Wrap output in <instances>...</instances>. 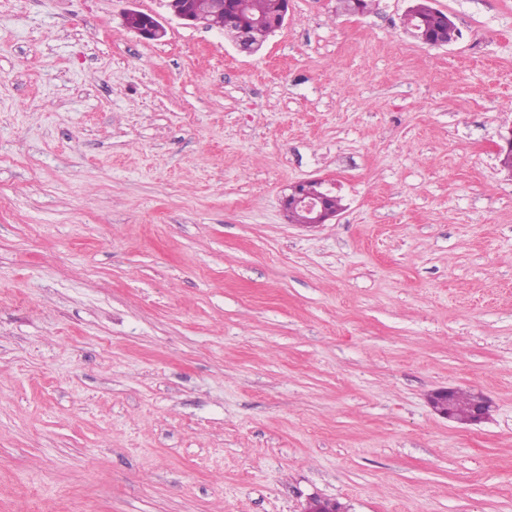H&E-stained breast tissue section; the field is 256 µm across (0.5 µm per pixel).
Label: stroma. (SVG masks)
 Returning a JSON list of instances; mask_svg holds the SVG:
<instances>
[{
  "instance_id": "stroma-1",
  "label": "stroma",
  "mask_w": 512,
  "mask_h": 512,
  "mask_svg": "<svg viewBox=\"0 0 512 512\" xmlns=\"http://www.w3.org/2000/svg\"><path fill=\"white\" fill-rule=\"evenodd\" d=\"M434 3L0 0V512H512V0ZM179 3L173 4L175 8L186 7L188 9H201L204 18L210 28H219L224 30V34L233 38L238 51L251 54L255 49H259L266 41L268 36L275 32L274 26L279 22L283 12L284 0H223L227 1L225 9L214 11L207 7L206 1L210 0H172ZM223 2L222 0H219ZM230 10L233 17H229L230 23H238L252 29V37L247 27L240 26L236 32V26H231L224 15V12ZM172 15L182 21H189L191 25H206L203 19L195 20L187 14H181L177 10L172 11ZM195 23V24H192ZM253 45V46H252ZM416 3L405 14L404 25L413 33H424L434 46H444L455 42L461 35L454 24H445L441 17L446 13L435 8L431 0H414ZM417 28L418 30H415ZM124 21L126 24L137 22L130 29L144 39L159 40L166 34L165 27L156 16L136 9L127 10L124 14ZM305 182L306 181L294 183L289 188L290 193L284 200V207L288 211V218L294 224H305L309 219L310 215L306 213L302 205H295L290 211L288 210L289 202H299L303 203V205L306 206L307 211L313 215L309 224L305 225L316 226L318 224H325L336 216V213H332L329 208L337 211L340 208V200L335 195L329 194L326 201L329 208L324 205H320L319 209L316 210L317 205L314 201L304 202V192L307 198L316 199L320 197L324 192V189H322L316 182H311L307 186H304V191H302L300 186H303ZM453 390L448 388H443L438 391H436L430 398V403L438 415L448 418V419H455V417L452 414L451 407H450V401L452 397ZM454 402H453V409L455 412V415L458 419L464 420L466 419L471 411V403L473 399L472 393H465V392H459L454 391ZM456 420V419H455Z\"/></svg>"
}]
</instances>
